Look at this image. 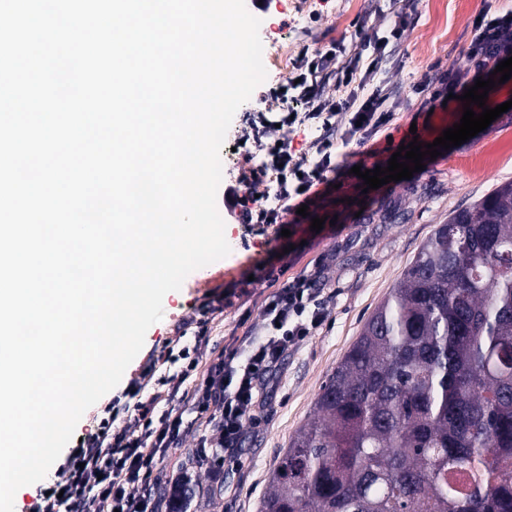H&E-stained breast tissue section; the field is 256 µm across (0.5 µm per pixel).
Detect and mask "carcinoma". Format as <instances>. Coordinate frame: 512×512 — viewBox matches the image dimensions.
Wrapping results in <instances>:
<instances>
[{"mask_svg": "<svg viewBox=\"0 0 512 512\" xmlns=\"http://www.w3.org/2000/svg\"><path fill=\"white\" fill-rule=\"evenodd\" d=\"M259 512H512V182L424 242Z\"/></svg>", "mask_w": 512, "mask_h": 512, "instance_id": "cac0c4a2", "label": "carcinoma"}]
</instances>
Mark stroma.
Listing matches in <instances>:
<instances>
[{
	"instance_id": "1",
	"label": "stroma",
	"mask_w": 512,
	"mask_h": 512,
	"mask_svg": "<svg viewBox=\"0 0 512 512\" xmlns=\"http://www.w3.org/2000/svg\"><path fill=\"white\" fill-rule=\"evenodd\" d=\"M260 13L259 36L266 80L234 115L222 147L234 153L224 182L236 181L247 166L263 157L243 141L247 117H273L282 106L271 93L284 84L288 71L273 57L286 51L297 61L304 50L330 43L354 49L363 30L385 32L393 21L391 0H268ZM411 22L388 60L369 85L381 88L384 122L367 141H335L338 167L312 191L319 198L307 215L285 204L279 224L225 221L230 254L190 273L181 288L166 294L163 318L152 325L144 346L126 369L120 396L132 381L143 380L145 394L162 391L183 419L179 444L170 449L155 472V493L165 498L175 478H190L188 512H257L272 471L297 431L314 411L322 384L358 338L372 311L399 282L424 241L450 212L470 206L500 183L512 181V109L467 142L425 160L411 179L365 190L349 167H387L399 146L412 140L430 143L460 121L463 103L451 98L425 101L416 87L430 90L457 84L473 86L478 74L468 59L473 21L485 8L512 10V0H410ZM325 219L320 231L312 218ZM289 236H281L279 226ZM312 276L322 290V324L284 358L278 376L266 389L267 408L257 424H246L237 454L212 463L200 461L201 440H215L212 428L196 418L188 398L193 379H181L176 368H157L144 378L150 351L164 347L179 325H187L184 345L195 347L201 364L234 347L239 338L259 334L264 305L284 284Z\"/></svg>"
}]
</instances>
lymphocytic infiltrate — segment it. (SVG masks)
Returning a JSON list of instances; mask_svg holds the SVG:
<instances>
[{
    "instance_id": "f902f5d3",
    "label": "lymphocytic infiltrate",
    "mask_w": 512,
    "mask_h": 512,
    "mask_svg": "<svg viewBox=\"0 0 512 512\" xmlns=\"http://www.w3.org/2000/svg\"><path fill=\"white\" fill-rule=\"evenodd\" d=\"M410 19L406 7H399L385 35H365L363 46L371 51L369 64H362L357 55L337 63L343 48L335 43L302 55L283 96L304 106L302 123L318 131L320 159L309 167L290 143L267 146L262 165L253 173L260 177L267 171L275 172L272 195L277 204L268 206L244 192L245 182L240 179L227 185L223 194L224 206L232 217L244 224L277 223L279 205L299 197L301 187H312L332 170L331 136L347 142L377 131L384 97L378 92L364 95L366 75L381 67L389 56L388 46L397 43ZM511 29L512 10L480 13L473 22L469 58L482 68L512 57V41L501 38ZM329 81L341 91V98H323L321 87ZM323 318V300L313 280L298 278L269 298L260 339L242 341L206 367L192 394L194 407L200 418L217 430L218 445L225 453L237 452L244 425L265 407L263 389L289 349L310 336ZM160 401V395L155 394L137 402L140 431L133 434L114 429L122 408L119 400H112L93 431L68 449L62 464L65 480L38 489L30 512H158L156 499L145 486L183 425L181 416L159 410Z\"/></svg>"
}]
</instances>
